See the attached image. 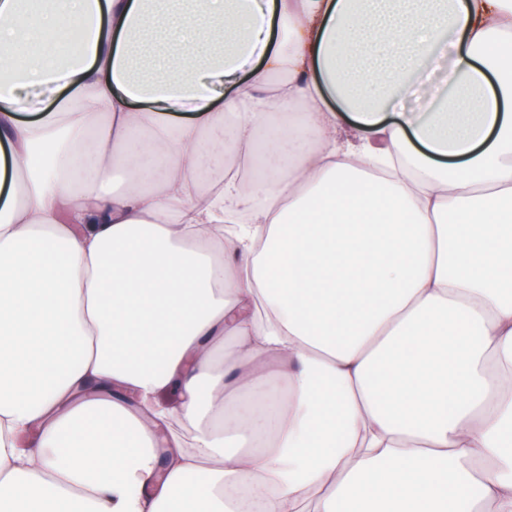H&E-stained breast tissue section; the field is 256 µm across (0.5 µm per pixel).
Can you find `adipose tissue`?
<instances>
[{
	"label": "adipose tissue",
	"instance_id": "1",
	"mask_svg": "<svg viewBox=\"0 0 512 512\" xmlns=\"http://www.w3.org/2000/svg\"><path fill=\"white\" fill-rule=\"evenodd\" d=\"M464 504L512 512V0H0V512Z\"/></svg>",
	"mask_w": 512,
	"mask_h": 512
}]
</instances>
